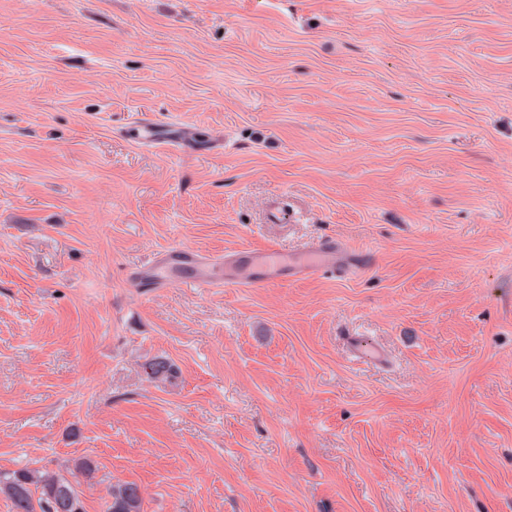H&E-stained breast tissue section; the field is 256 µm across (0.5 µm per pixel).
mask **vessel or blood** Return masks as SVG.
<instances>
[{"instance_id": "vessel-or-blood-1", "label": "vessel or blood", "mask_w": 512, "mask_h": 512, "mask_svg": "<svg viewBox=\"0 0 512 512\" xmlns=\"http://www.w3.org/2000/svg\"><path fill=\"white\" fill-rule=\"evenodd\" d=\"M129 137L140 144L166 146L178 143L185 148L199 147L195 129L178 124L161 126L141 119L128 127ZM371 261L366 252L347 247L333 237L312 242L301 252L284 254L274 249H245L228 255H214L194 248L167 249L156 254L144 267L129 274L131 280L147 288H171L190 285L196 288H248L270 280H300L325 273L347 278L364 269ZM353 360L378 364L384 351L358 337L345 339Z\"/></svg>"}]
</instances>
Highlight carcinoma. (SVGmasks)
I'll return each mask as SVG.
<instances>
[{
    "label": "carcinoma",
    "mask_w": 512,
    "mask_h": 512,
    "mask_svg": "<svg viewBox=\"0 0 512 512\" xmlns=\"http://www.w3.org/2000/svg\"><path fill=\"white\" fill-rule=\"evenodd\" d=\"M142 369L154 381L171 380L178 369L169 359L145 361ZM0 493L10 499L13 512H85L80 494L67 479L37 469H21L0 476ZM104 512H143L141 488L134 482L109 488Z\"/></svg>",
    "instance_id": "1"
}]
</instances>
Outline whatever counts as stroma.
<instances>
[{
	"mask_svg": "<svg viewBox=\"0 0 512 512\" xmlns=\"http://www.w3.org/2000/svg\"><path fill=\"white\" fill-rule=\"evenodd\" d=\"M322 237L372 264L128 277ZM25 468L85 512L117 482L143 512H512V0H0V473ZM129 137L140 144L149 146H166L179 143L187 149L200 146V135L194 128L170 124L166 127L151 120L141 119L132 122L128 127ZM370 261L369 253L355 251L334 237H323L289 255L274 249H245L224 256L194 248L167 249L130 272L129 278L147 288H248L270 280H300L325 273L352 277ZM344 340L351 358L359 363L378 364L385 359V353L381 348L364 343L357 336H347ZM142 369L149 379L154 381L171 380L176 377L178 369L176 365L167 358L157 357L145 361Z\"/></svg>",
	"mask_w": 512,
	"mask_h": 512,
	"instance_id": "35a3bbf8",
	"label": "stroma"
}]
</instances>
